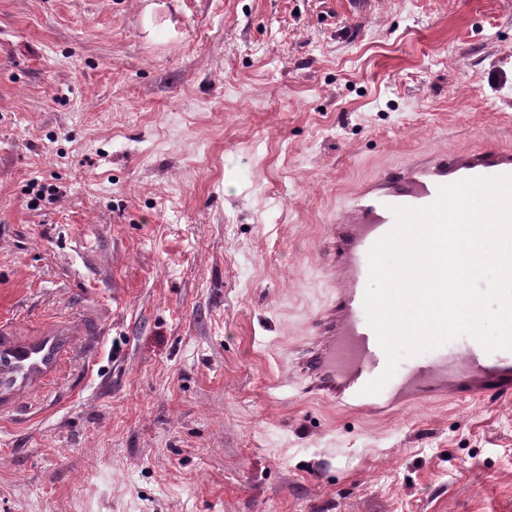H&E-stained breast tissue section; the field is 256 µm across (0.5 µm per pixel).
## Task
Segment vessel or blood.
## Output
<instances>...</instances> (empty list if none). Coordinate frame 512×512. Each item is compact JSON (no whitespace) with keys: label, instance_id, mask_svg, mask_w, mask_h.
I'll return each instance as SVG.
<instances>
[{"label":"vessel or blood","instance_id":"1","mask_svg":"<svg viewBox=\"0 0 512 512\" xmlns=\"http://www.w3.org/2000/svg\"><path fill=\"white\" fill-rule=\"evenodd\" d=\"M512 174V151L495 146L437 151L380 175L349 196L323 243L330 298L312 323L313 335L290 379L306 392L355 412L387 413L448 396L502 401L512 397V351L487 352L474 339L440 347L395 373L376 394L366 384L384 371L387 358L367 321L364 296L368 252L394 225L395 206L423 207L440 186L471 177ZM103 314L86 304L46 317L28 331L0 320V415L25 413L37 397L58 387L76 367L88 366L102 339Z\"/></svg>","mask_w":512,"mask_h":512}]
</instances>
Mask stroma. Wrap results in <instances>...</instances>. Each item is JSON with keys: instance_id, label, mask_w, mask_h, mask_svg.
<instances>
[{"instance_id": "35a3bbf8", "label": "stroma", "mask_w": 512, "mask_h": 512, "mask_svg": "<svg viewBox=\"0 0 512 512\" xmlns=\"http://www.w3.org/2000/svg\"><path fill=\"white\" fill-rule=\"evenodd\" d=\"M462 145L512 150V0H0V318L105 311L0 512H512V402L284 384L339 206Z\"/></svg>"}]
</instances>
